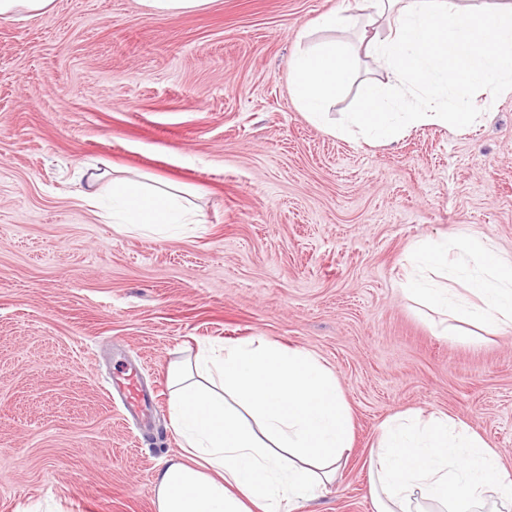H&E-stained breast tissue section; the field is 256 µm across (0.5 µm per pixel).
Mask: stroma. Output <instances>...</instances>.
<instances>
[{
	"instance_id": "1",
	"label": "stroma",
	"mask_w": 512,
	"mask_h": 512,
	"mask_svg": "<svg viewBox=\"0 0 512 512\" xmlns=\"http://www.w3.org/2000/svg\"><path fill=\"white\" fill-rule=\"evenodd\" d=\"M357 0H56L0 22V512H156L179 448L167 369L256 337L331 370L353 415L335 486L304 512H374L368 458L406 410L465 421L512 470V330L462 342L399 289L418 241L461 229L512 252V93L466 130L387 145L293 104L297 33ZM191 184L202 221L124 231L77 167ZM156 397L136 427L110 385ZM213 0H139L148 12L158 18L176 17L206 9ZM108 174L94 165H85L81 169L79 188L75 193L76 199L93 206L103 190V183Z\"/></svg>"
}]
</instances>
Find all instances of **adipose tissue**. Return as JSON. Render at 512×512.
<instances>
[{"label": "adipose tissue", "instance_id": "obj_1", "mask_svg": "<svg viewBox=\"0 0 512 512\" xmlns=\"http://www.w3.org/2000/svg\"><path fill=\"white\" fill-rule=\"evenodd\" d=\"M370 26L358 47L337 39L354 17L330 12L301 27L288 61L290 96L315 124L341 136L391 142L409 129L469 128L479 110L512 92V0H363ZM329 39L309 42L310 29ZM386 73L364 83L341 124L327 115L359 56ZM112 189V221L133 232L193 223L187 188L108 178L83 166L76 199ZM420 278L402 289L460 323L512 327V254L487 238L418 241ZM170 423L180 451L154 477L156 512H298L336 481L352 447V415L335 375L310 353L257 339L201 350L167 372ZM374 512H512V472L466 423L445 413L395 414L369 457Z\"/></svg>", "mask_w": 512, "mask_h": 512}]
</instances>
